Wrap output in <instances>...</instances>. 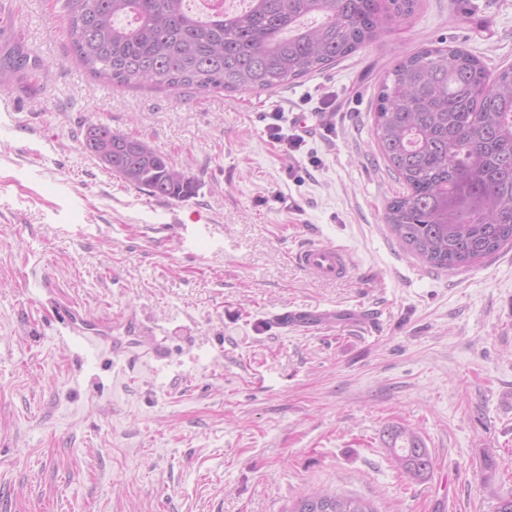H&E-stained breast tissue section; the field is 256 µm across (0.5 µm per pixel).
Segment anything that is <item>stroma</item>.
Masks as SVG:
<instances>
[{
  "label": "stroma",
  "mask_w": 512,
  "mask_h": 512,
  "mask_svg": "<svg viewBox=\"0 0 512 512\" xmlns=\"http://www.w3.org/2000/svg\"><path fill=\"white\" fill-rule=\"evenodd\" d=\"M0 52V512H286L313 488L377 512H493L512 493V248L439 270L384 221L403 187L374 145L379 86L433 46L512 66V0H418L380 39L273 92L115 89L72 56L66 0H11ZM312 133L286 156L272 113ZM193 177L149 196L83 152L89 121ZM308 243L351 273L310 278ZM62 304L133 312L157 361L72 343ZM362 325L284 328L289 309ZM434 466L398 472L386 430ZM29 59L33 61L32 66H26ZM40 66L41 64L37 57H32L29 52L24 51L20 47H14L0 55V70L21 72L30 67L37 68Z\"/></svg>",
  "instance_id": "obj_1"
}]
</instances>
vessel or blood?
I'll use <instances>...</instances> for the list:
<instances>
[{"mask_svg": "<svg viewBox=\"0 0 512 512\" xmlns=\"http://www.w3.org/2000/svg\"><path fill=\"white\" fill-rule=\"evenodd\" d=\"M296 259L310 275L323 280L345 278L350 270L346 253L330 245H307L297 253ZM55 316L67 335L85 347L110 351L118 359H129L139 354L141 325L135 315L101 318L67 305L59 307ZM361 318V313L355 309L329 313L294 309L283 312L280 321L285 326L316 327L336 320L356 323Z\"/></svg>", "mask_w": 512, "mask_h": 512, "instance_id": "vessel-or-blood-1", "label": "vessel or blood"}]
</instances>
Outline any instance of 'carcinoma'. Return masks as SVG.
Wrapping results in <instances>:
<instances>
[{
	"label": "carcinoma",
	"instance_id": "obj_1",
	"mask_svg": "<svg viewBox=\"0 0 512 512\" xmlns=\"http://www.w3.org/2000/svg\"><path fill=\"white\" fill-rule=\"evenodd\" d=\"M71 54L117 88L269 92L324 70L378 40L415 0H249L247 8L197 14L189 0H67ZM40 66L20 47L0 70ZM375 144L406 192L385 222L420 261L454 270L512 246V68L490 80L480 60L426 48L399 59L382 82ZM82 150L128 185L187 201L194 178L147 142L103 123ZM394 463L418 480L433 459L417 432L387 429ZM290 512H374L362 500L314 490Z\"/></svg>",
	"mask_w": 512,
	"mask_h": 512
}]
</instances>
